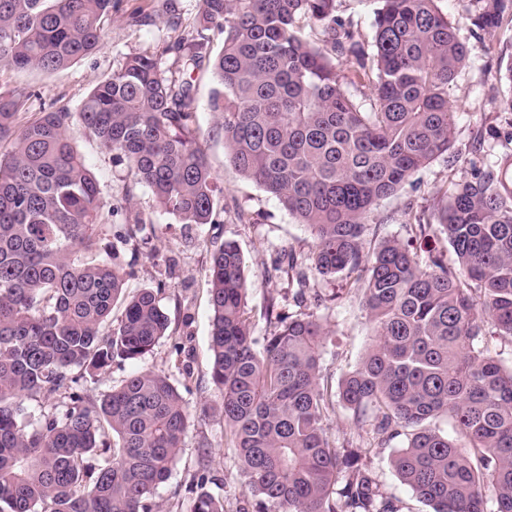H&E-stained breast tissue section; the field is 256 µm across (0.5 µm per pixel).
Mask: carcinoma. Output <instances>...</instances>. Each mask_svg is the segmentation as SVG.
Listing matches in <instances>:
<instances>
[{
	"label": "carcinoma",
	"mask_w": 512,
	"mask_h": 512,
	"mask_svg": "<svg viewBox=\"0 0 512 512\" xmlns=\"http://www.w3.org/2000/svg\"><path fill=\"white\" fill-rule=\"evenodd\" d=\"M366 51L337 0H200L196 37L175 45L178 71L136 55L92 88L75 113L18 123L21 96L0 92V512H162L158 489L179 461L191 417L170 378L128 375L94 393L114 363L138 360L168 335L158 293H127L94 172L69 135L85 134L127 162L180 224H215L222 188L195 127L197 74L212 70L208 107L225 155L314 238L306 271L358 273L346 294L374 337L339 400L321 371L334 335L322 303L275 316L258 345L244 317L245 262L232 242L209 267L210 378L249 507L239 512H401L369 467L370 450L338 445L324 422L336 404L383 449L431 512H512V364L487 337L512 344V122L494 164L443 194L438 223H406L436 246L420 256L387 240L363 252L366 223L447 154L456 129L448 97L469 56L438 0H374ZM480 30L512 15V0H462ZM112 0H0V70L54 73L101 49ZM320 38L302 34V20ZM224 33L211 54L208 32ZM499 110L512 115V62ZM362 88L364 100L350 88ZM147 220L136 215L124 245ZM454 260H448V252ZM121 315L112 318L116 305ZM37 402L30 410L23 401ZM444 416L456 438L434 426ZM212 455L192 477L189 512H224Z\"/></svg>",
	"instance_id": "cac0c4a2"
}]
</instances>
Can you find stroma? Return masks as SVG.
Segmentation results:
<instances>
[{"label":"stroma","instance_id":"35a3bbf8","mask_svg":"<svg viewBox=\"0 0 512 512\" xmlns=\"http://www.w3.org/2000/svg\"><path fill=\"white\" fill-rule=\"evenodd\" d=\"M112 19L104 27V43L96 53L56 73L0 70V91L22 93L20 122L39 118L57 109L77 111L100 78L119 69L127 58L147 55L162 70L176 68L175 45L190 37L200 0H114ZM439 8L458 24L457 34L469 51V64L451 83L449 98L457 108L452 152L459 163L439 157L414 175L395 195L374 210L364 235V250L372 252L388 238L408 241L412 229L404 211L413 208L425 221H433L440 196L471 173L473 165L493 164L501 147L497 134L508 116L498 111L494 98L500 88L498 69L512 59V20H504L492 32L476 29L461 18L457 0H439ZM216 79L201 75L196 95V125L212 171L224 187V211L220 223L186 226L161 210L150 189L138 183L126 162L100 148L81 127L71 135L78 152L93 170L106 207L114 211L112 233L103 247H111L114 234L123 232L134 215L151 221L143 240L120 249V261L129 274V287L160 291L161 305L170 319L168 337L139 360L112 365L98 374L95 391L107 390L138 370L167 374L177 386L192 417L181 458L169 481L158 490L165 512H187L193 498L191 476L196 470L201 445L213 451L212 472L217 493L224 497L225 512H235L243 499L239 479L224 438L220 397L210 379L208 347L210 303L207 269L215 246L235 242L246 259L249 290L245 314L256 337L273 332L264 310L276 298L282 312L297 309V283L275 271L278 259L293 255L304 260L313 246L309 231L273 196L242 178L224 156V145L215 133V118L208 97ZM328 321L335 334L322 356V368L330 384L353 370L365 354L372 326L357 299L344 296L329 302ZM374 452L370 463L382 492L399 500L406 512H429L396 477L392 448Z\"/></svg>","mask_w":512,"mask_h":512}]
</instances>
